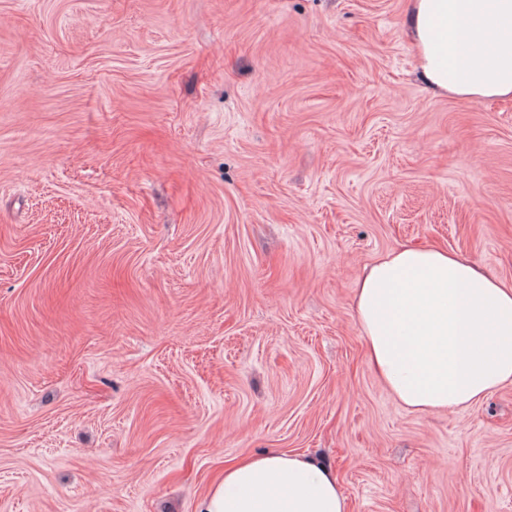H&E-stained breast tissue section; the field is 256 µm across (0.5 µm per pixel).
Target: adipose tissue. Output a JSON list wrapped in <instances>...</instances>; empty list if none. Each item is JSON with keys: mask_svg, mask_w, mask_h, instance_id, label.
<instances>
[{"mask_svg": "<svg viewBox=\"0 0 512 512\" xmlns=\"http://www.w3.org/2000/svg\"><path fill=\"white\" fill-rule=\"evenodd\" d=\"M423 78L462 99L512 97V0H411ZM356 321L377 376L415 412L464 409L512 384V285L466 258L406 244L367 266ZM197 512H349L335 474L299 453L225 467Z\"/></svg>", "mask_w": 512, "mask_h": 512, "instance_id": "1", "label": "adipose tissue"}]
</instances>
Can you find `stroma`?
<instances>
[{
    "label": "stroma",
    "mask_w": 512,
    "mask_h": 512,
    "mask_svg": "<svg viewBox=\"0 0 512 512\" xmlns=\"http://www.w3.org/2000/svg\"><path fill=\"white\" fill-rule=\"evenodd\" d=\"M410 0H0V512H196L302 453L350 512H512V385L413 412L352 307L402 243L512 284V100Z\"/></svg>",
    "instance_id": "1"
}]
</instances>
